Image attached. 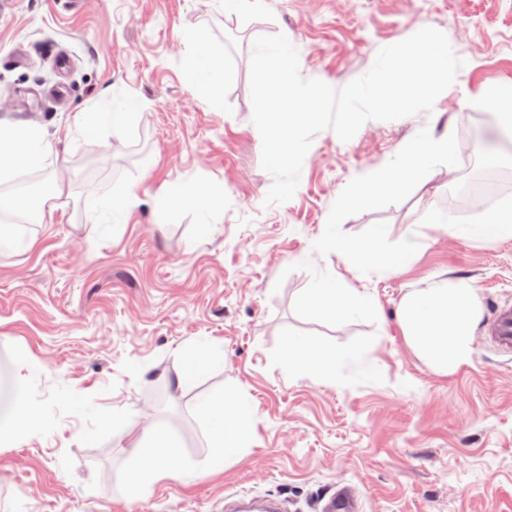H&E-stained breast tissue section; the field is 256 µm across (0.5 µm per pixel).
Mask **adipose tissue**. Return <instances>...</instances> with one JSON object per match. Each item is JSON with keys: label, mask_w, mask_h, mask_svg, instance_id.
I'll list each match as a JSON object with an SVG mask.
<instances>
[{"label": "adipose tissue", "mask_w": 512, "mask_h": 512, "mask_svg": "<svg viewBox=\"0 0 512 512\" xmlns=\"http://www.w3.org/2000/svg\"><path fill=\"white\" fill-rule=\"evenodd\" d=\"M136 101L115 107L109 99H101L94 111L82 112L74 119L75 126L92 124L116 132L128 130L137 119ZM51 152L41 131L33 127L0 125V161L12 168L31 166L43 161ZM451 157V139L441 136L404 147L398 166L381 164L369 169L346 194L343 205L364 203L369 193H392L405 183L418 178L431 165ZM431 225L449 233L474 240H493L512 234V204L479 215L468 223L458 224L439 211L429 215ZM323 248L347 255L355 260L371 259L382 274L394 272L406 257L417 249L413 240L405 241L399 252L376 256L371 245L360 246L343 239L336 228H328ZM302 304L312 314L330 318H354L365 313L370 305L367 296L350 288L319 285L308 290ZM480 302L475 288L464 280L442 279L429 287L407 295L401 305V324L410 344L437 370L445 372L467 362L472 352L473 331ZM359 352L339 350L324 355L311 341L295 342L287 364L298 374L316 373L334 377L337 370L350 363H361ZM35 372L32 364L16 365L9 378L0 377V446L14 445L34 435L38 411L27 399V386ZM198 414L211 424V453L206 468L222 466L227 457L245 448L252 433L251 410L246 399L224 396H202L196 401ZM137 457L127 472V486L137 496L158 481L169 469L171 461L180 459L179 443L166 429L154 426L136 437Z\"/></svg>", "instance_id": "1"}]
</instances>
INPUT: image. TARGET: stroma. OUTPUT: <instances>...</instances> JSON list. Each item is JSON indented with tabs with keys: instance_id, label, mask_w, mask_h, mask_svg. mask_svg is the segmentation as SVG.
<instances>
[{
	"instance_id": "obj_1",
	"label": "stroma",
	"mask_w": 512,
	"mask_h": 512,
	"mask_svg": "<svg viewBox=\"0 0 512 512\" xmlns=\"http://www.w3.org/2000/svg\"><path fill=\"white\" fill-rule=\"evenodd\" d=\"M425 27L465 64L432 112L370 120L347 142L316 134L293 198L265 206L273 183L253 125L250 58L261 35L285 34L302 77L340 88L381 48ZM200 28L206 45L189 43ZM212 50L227 73L223 104L190 77ZM488 81L512 82V0H263L253 14L220 0H0V124L45 132L52 155L13 172L62 185L66 205L21 227L25 251L0 252V369L38 360L28 396L42 432L0 447V512H229L231 501L279 499L318 512L337 485L357 486L362 512H512V358L485 338L496 304L512 303V236L473 241L425 227L465 156L512 170V140L472 103ZM136 101L122 134L68 131L100 98ZM451 133L452 162L400 190L344 206L369 167L408 142ZM140 178V204L121 225L97 220L100 199ZM219 190L203 231L196 211L169 213L174 184ZM381 253L408 238L416 254L378 274L321 247L331 219ZM464 279L480 299L469 360L442 374L407 343L400 304L431 276ZM335 280L375 306L353 319L307 313L302 298ZM355 350L335 378L290 373L293 342ZM220 361L193 370L194 345ZM184 407L193 438L180 462L139 498L126 475L137 451L113 433L161 423L153 397ZM241 396L253 433L223 468L207 470L203 394Z\"/></svg>"
}]
</instances>
